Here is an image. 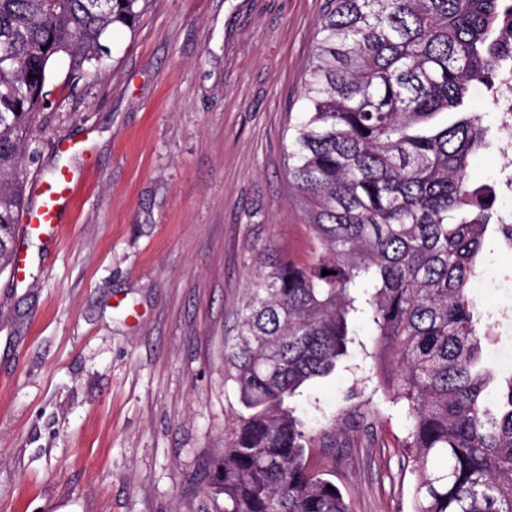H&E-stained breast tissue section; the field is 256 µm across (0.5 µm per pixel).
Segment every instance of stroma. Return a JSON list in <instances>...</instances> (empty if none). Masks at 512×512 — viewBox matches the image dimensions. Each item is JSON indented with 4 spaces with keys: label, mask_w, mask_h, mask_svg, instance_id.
I'll list each match as a JSON object with an SVG mask.
<instances>
[{
    "label": "stroma",
    "mask_w": 512,
    "mask_h": 512,
    "mask_svg": "<svg viewBox=\"0 0 512 512\" xmlns=\"http://www.w3.org/2000/svg\"><path fill=\"white\" fill-rule=\"evenodd\" d=\"M324 3L150 0L109 33L101 70L54 63L18 173L29 188L65 166L80 186L58 238L26 239L25 283L0 273V512H216L248 275L266 247L312 248L284 150ZM474 298L500 320L493 373L510 375L512 294ZM373 349L359 329L300 397L304 418L351 428L311 462L354 512H410L406 422L367 377Z\"/></svg>",
    "instance_id": "1"
}]
</instances>
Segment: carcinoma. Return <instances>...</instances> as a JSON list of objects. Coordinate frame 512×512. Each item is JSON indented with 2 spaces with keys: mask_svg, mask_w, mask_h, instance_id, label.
Wrapping results in <instances>:
<instances>
[{
  "mask_svg": "<svg viewBox=\"0 0 512 512\" xmlns=\"http://www.w3.org/2000/svg\"><path fill=\"white\" fill-rule=\"evenodd\" d=\"M144 6L0 0V272L53 62L84 75ZM509 26L512 0H325L286 154L313 249L299 261L266 248L250 278L225 355L245 414L211 465L224 512H353L310 464L342 432L304 419L295 398L336 370L360 326L407 420L411 512H512V376L490 401L493 324L471 295L487 232L512 239V223L468 173L490 145L471 91L493 92Z\"/></svg>",
  "mask_w": 512,
  "mask_h": 512,
  "instance_id": "carcinoma-1",
  "label": "carcinoma"
}]
</instances>
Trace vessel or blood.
<instances>
[{"label":"vessel or blood","instance_id":"obj_1","mask_svg":"<svg viewBox=\"0 0 512 512\" xmlns=\"http://www.w3.org/2000/svg\"><path fill=\"white\" fill-rule=\"evenodd\" d=\"M77 188V178L67 169L58 170L52 181L39 183L35 205L28 211L22 226L23 235L57 236L62 229L63 210L73 200Z\"/></svg>","mask_w":512,"mask_h":512}]
</instances>
